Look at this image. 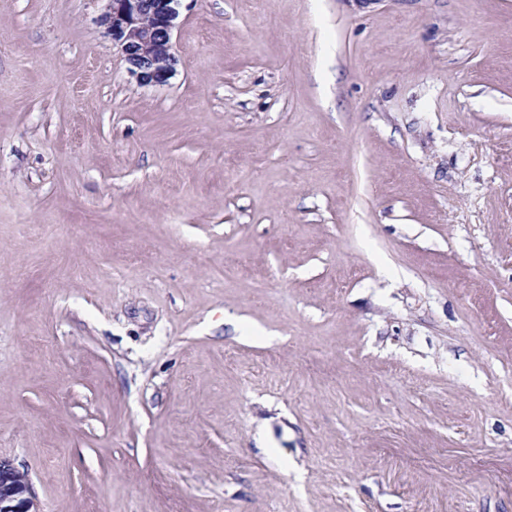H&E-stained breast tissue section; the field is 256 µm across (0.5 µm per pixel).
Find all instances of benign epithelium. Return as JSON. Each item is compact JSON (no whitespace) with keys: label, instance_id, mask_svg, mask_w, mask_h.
Returning a JSON list of instances; mask_svg holds the SVG:
<instances>
[{"label":"benign epithelium","instance_id":"benign-epithelium-1","mask_svg":"<svg viewBox=\"0 0 512 512\" xmlns=\"http://www.w3.org/2000/svg\"><path fill=\"white\" fill-rule=\"evenodd\" d=\"M178 0H106L98 22L141 85L161 86L175 73L172 32ZM0 512H39L27 472L0 458Z\"/></svg>","mask_w":512,"mask_h":512}]
</instances>
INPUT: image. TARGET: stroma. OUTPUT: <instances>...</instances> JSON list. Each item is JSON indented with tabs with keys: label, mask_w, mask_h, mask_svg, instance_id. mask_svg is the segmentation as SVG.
Segmentation results:
<instances>
[{
	"label": "stroma",
	"mask_w": 512,
	"mask_h": 512,
	"mask_svg": "<svg viewBox=\"0 0 512 512\" xmlns=\"http://www.w3.org/2000/svg\"><path fill=\"white\" fill-rule=\"evenodd\" d=\"M0 0V458L40 512H512V0ZM98 22L140 85L161 86L175 73L172 32L179 0H104Z\"/></svg>",
	"instance_id": "stroma-1"
}]
</instances>
